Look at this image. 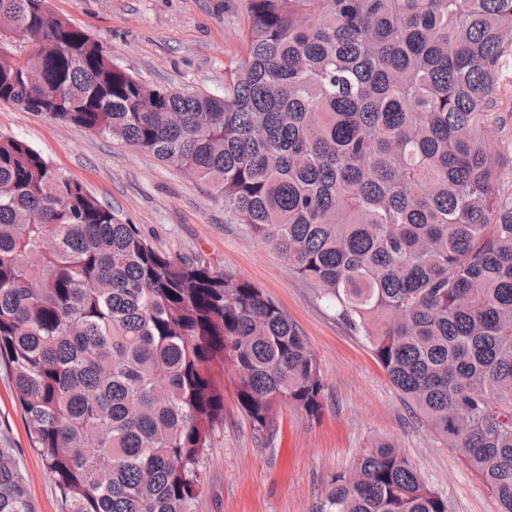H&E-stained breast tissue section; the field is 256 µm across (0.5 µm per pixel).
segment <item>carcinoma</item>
<instances>
[{"label":"carcinoma","mask_w":512,"mask_h":512,"mask_svg":"<svg viewBox=\"0 0 512 512\" xmlns=\"http://www.w3.org/2000/svg\"><path fill=\"white\" fill-rule=\"evenodd\" d=\"M247 10L246 55L215 95L144 84L48 0H0V103L209 183L512 512V189L488 137L512 76V0ZM147 96L157 109H140ZM0 358L65 512H192L227 370L258 435L284 405L317 416L325 390L260 288L155 251L12 137H0ZM0 512H34L5 444ZM315 512H448V499L376 442Z\"/></svg>","instance_id":"obj_1"}]
</instances>
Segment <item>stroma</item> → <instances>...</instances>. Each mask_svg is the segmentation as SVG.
<instances>
[{"mask_svg": "<svg viewBox=\"0 0 512 512\" xmlns=\"http://www.w3.org/2000/svg\"><path fill=\"white\" fill-rule=\"evenodd\" d=\"M52 11L100 41L113 64L151 86L220 94L245 55L247 0H50ZM37 149L66 177L135 225L155 250L253 283L298 327L326 388L309 417L283 406L273 433L255 435L233 399L212 437L194 512H312L332 476L359 452L392 442L448 512H499L497 500L413 412L355 333L292 272L280 251L231 223L212 187L152 155L0 103V137ZM9 444L36 512H63L54 479L27 432L8 364L0 360V444Z\"/></svg>", "mask_w": 512, "mask_h": 512, "instance_id": "1", "label": "stroma"}]
</instances>
